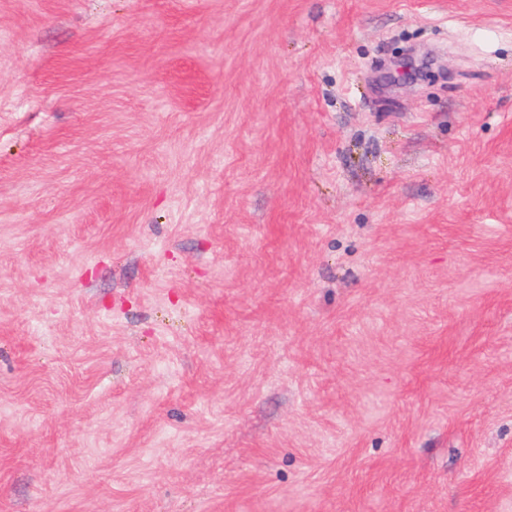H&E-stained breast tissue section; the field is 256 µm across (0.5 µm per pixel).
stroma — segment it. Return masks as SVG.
<instances>
[{
	"label": "stroma",
	"mask_w": 512,
	"mask_h": 512,
	"mask_svg": "<svg viewBox=\"0 0 512 512\" xmlns=\"http://www.w3.org/2000/svg\"><path fill=\"white\" fill-rule=\"evenodd\" d=\"M0 512H512V0H0Z\"/></svg>",
	"instance_id": "stroma-1"
}]
</instances>
